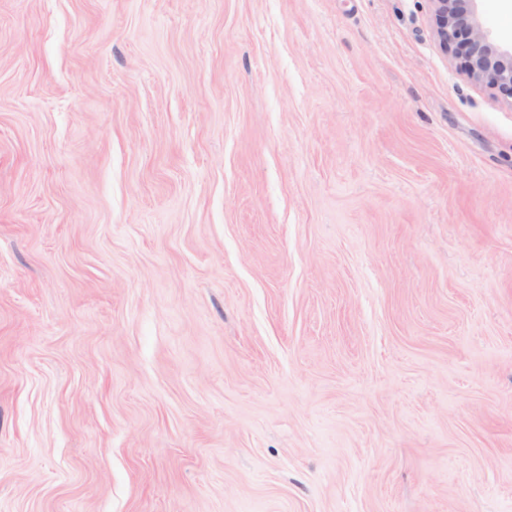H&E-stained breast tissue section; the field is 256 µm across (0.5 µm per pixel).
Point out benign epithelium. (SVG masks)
Segmentation results:
<instances>
[{"mask_svg": "<svg viewBox=\"0 0 512 512\" xmlns=\"http://www.w3.org/2000/svg\"><path fill=\"white\" fill-rule=\"evenodd\" d=\"M436 33L477 82L512 98V46L495 43L476 22L477 0H429Z\"/></svg>", "mask_w": 512, "mask_h": 512, "instance_id": "obj_1", "label": "benign epithelium"}]
</instances>
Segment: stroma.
<instances>
[{
    "mask_svg": "<svg viewBox=\"0 0 512 512\" xmlns=\"http://www.w3.org/2000/svg\"><path fill=\"white\" fill-rule=\"evenodd\" d=\"M0 512H512V100L428 0H0Z\"/></svg>",
    "mask_w": 512,
    "mask_h": 512,
    "instance_id": "1",
    "label": "stroma"
}]
</instances>
